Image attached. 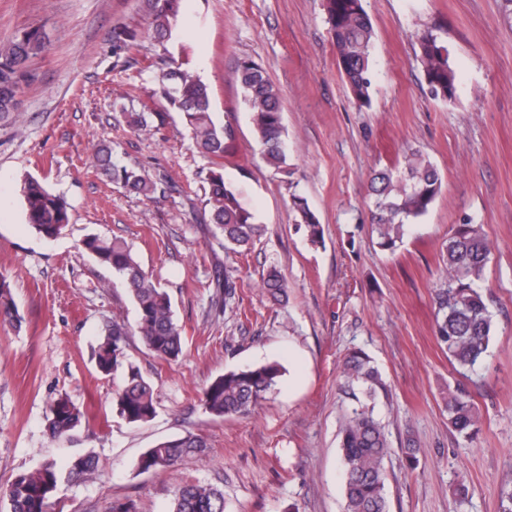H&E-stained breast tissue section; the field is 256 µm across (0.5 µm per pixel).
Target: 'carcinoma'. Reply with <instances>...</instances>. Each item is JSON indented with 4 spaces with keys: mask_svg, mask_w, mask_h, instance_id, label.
Listing matches in <instances>:
<instances>
[{
    "mask_svg": "<svg viewBox=\"0 0 512 512\" xmlns=\"http://www.w3.org/2000/svg\"><path fill=\"white\" fill-rule=\"evenodd\" d=\"M184 0H140L154 40L177 39L176 22ZM327 23L336 49L337 65L351 94L361 106L371 102L375 31L363 0H326ZM138 29L117 23L112 29L115 63L132 65L128 52L138 41ZM49 35L43 24H29L0 44V122L10 124L20 111L17 99L31 79L28 63L46 52ZM419 58L431 96L448 101L455 95V72L441 27L426 26L417 34ZM242 100L250 114L257 141L267 163L281 169L287 160V144L282 122L279 90L263 69L250 59L237 65ZM178 114L192 139L210 156L224 158L227 142L235 138L229 125L217 123L211 112V90L184 61L172 59L159 68L155 89L138 110L124 111L128 126L139 132L164 127L172 114ZM95 165L109 180L129 192L153 198L163 196L169 183L121 164L113 150L100 145L94 153ZM209 223L216 226L215 237L224 248L244 252L264 231L253 212L240 201L237 185L224 179L223 166L207 176ZM442 178L431 160L420 150L410 148L400 172L373 171L370 191L373 196L371 223L377 244L393 252L403 243L408 227L419 223L441 193ZM25 218L46 239L58 236L70 223V204L66 198L36 178L27 175L21 184ZM293 209L299 216L311 244L323 243L324 230L307 200L293 196ZM80 247L96 263L121 278L137 313L135 328L113 321L112 327L94 350L96 366L104 374L124 375L116 406L130 423L144 422L157 412L154 389L140 371L127 361V338L139 335L146 348L158 359L170 362L183 354L182 328L175 318L172 298L160 283L142 269L128 243L98 235L84 238ZM491 249L482 225L470 222L456 225L446 246V267L441 287L434 290L435 338L447 354L455 371L466 376L487 356L495 335L494 315L483 294L484 271ZM270 298L281 301L286 283L279 270L272 268L262 279ZM23 317L14 300L10 284L0 278V325L19 329ZM342 386L360 388L365 401L373 402L385 390L378 368L362 351L348 353L338 365ZM282 367L270 362L255 367L228 371L216 377L203 391L201 403L216 418L248 417L274 392ZM445 408L448 425L458 434L472 436L479 416L465 386L456 381L446 386ZM85 418L71 401L60 398L49 408L47 428L51 437L70 436ZM207 447L200 435H187L162 441L142 454L138 469L168 470L189 455ZM391 448L380 423L366 406L352 409L340 427L339 460L346 476L345 512H388L385 461ZM97 471L96 457L88 452L77 456L71 473L87 477ZM64 477L56 464L45 462L37 469L15 477L7 490L9 512H48L49 500L57 493ZM224 491L195 481L176 486L169 512H225Z\"/></svg>",
    "mask_w": 512,
    "mask_h": 512,
    "instance_id": "cac0c4a2",
    "label": "carcinoma"
}]
</instances>
